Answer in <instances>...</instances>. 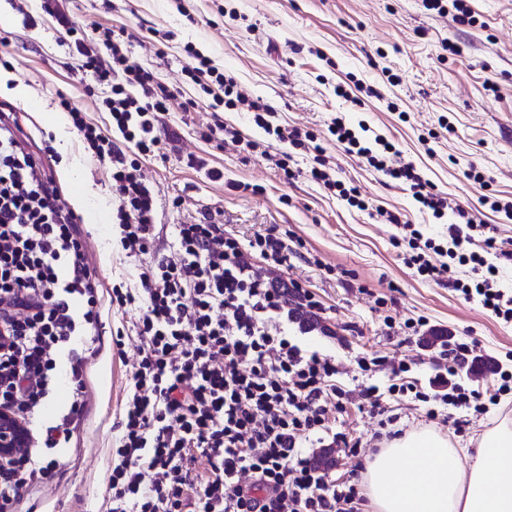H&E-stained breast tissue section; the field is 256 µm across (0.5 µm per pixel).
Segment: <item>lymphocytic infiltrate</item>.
Returning a JSON list of instances; mask_svg holds the SVG:
<instances>
[{
  "label": "lymphocytic infiltrate",
  "instance_id": "lymphocytic-infiltrate-1",
  "mask_svg": "<svg viewBox=\"0 0 512 512\" xmlns=\"http://www.w3.org/2000/svg\"><path fill=\"white\" fill-rule=\"evenodd\" d=\"M74 44L81 71L108 90L102 104L120 138L112 140L75 109L72 123L111 172L112 219L136 276L103 299L80 217L18 138L15 113L0 110V409L31 437L30 448L0 456V512H18L29 487L53 482L65 468L61 450L90 403L86 372L99 353L95 341L107 303L140 312L130 328L139 358L108 472L109 512H359L355 488L311 462L319 448L356 455L358 443L330 423L332 408L346 394L341 367L335 356L303 343L305 330L289 314L292 297L312 314L323 308L298 282L282 278L291 252L287 238L272 228L241 239L207 209L186 224H160L159 201L140 158L159 150L162 120L178 92L154 70L130 65L124 40L103 36L99 51L80 37ZM185 53L184 74L204 90L218 88L225 110L251 113L267 135L289 142L291 152L272 158L286 178L307 175L350 206L366 209L358 188L332 172L312 133L276 124L272 105L245 94L193 45ZM328 132L347 153L408 185L421 213L447 216V196L400 160L393 143L360 135L339 116ZM296 149L313 150V166H294ZM457 215L438 240L424 238L400 215L384 218L400 228L393 242L408 248L407 262L421 277L448 284L465 301L512 324V289L502 287L498 267L485 260L496 238L476 239L483 221L462 209ZM460 266L469 267V278L457 277ZM477 347L454 342L445 352L446 371L425 384L404 362L386 386L372 384L383 358L359 359L362 391L387 438L396 437L399 420L389 413L387 398L413 396L427 404L429 420L445 423L459 413H487L512 394V364L505 362L497 363L486 391L458 380L457 364L476 357ZM62 386L68 406L44 420ZM200 457L207 473L195 470Z\"/></svg>",
  "mask_w": 512,
  "mask_h": 512
}]
</instances>
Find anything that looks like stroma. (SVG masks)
<instances>
[{"label":"stroma","mask_w":512,"mask_h":512,"mask_svg":"<svg viewBox=\"0 0 512 512\" xmlns=\"http://www.w3.org/2000/svg\"><path fill=\"white\" fill-rule=\"evenodd\" d=\"M0 0L10 21L0 23V62L12 84L26 87L41 110L19 101L11 107L21 119L23 138L45 169L53 170L62 198L89 191L95 206L111 212V173L94 160L73 125L57 130L41 112L60 111L61 101L84 112L88 121L111 133L101 107L105 88L87 86L77 67L81 57L41 0ZM476 23L462 26L453 15L426 9L423 0H65L71 21L88 37L104 30L135 36L130 61L153 68L161 81L179 87L195 105L172 108L164 117L178 133L159 153L144 157L142 171L161 203L158 221L182 224L201 210L241 237L276 228L300 253L290 278L312 292L324 308L325 333L307 335L315 349L335 355L350 381L342 409L332 411L337 430L360 440L358 456H340L331 476L360 483L376 453L372 436L378 418L362 399L355 381L357 358L385 357L389 364L373 376L386 385L391 364L411 363L412 374L426 379L445 365L441 343H430L403 327L426 317L431 333L474 340L485 355L512 353V326L451 288L427 281L394 247L396 228L370 211L349 206L305 178L286 180L267 161L280 150L252 124L246 113L228 112L256 141L254 153L205 140L200 131L211 118L213 95L185 77L183 47L193 43L213 65L233 76L252 96L271 102L276 121L312 132L325 141V156L338 179L359 189L372 208L402 214L436 238L443 225L432 223L413 206L404 186L388 180L361 158L326 140V125L337 112L363 120L385 133L405 160L413 162L435 188L489 224L501 249L512 252V221L491 211L490 201L512 202V0H467ZM343 86L348 98L337 97ZM447 116L448 130L438 119ZM479 179H467L469 166ZM223 171L214 181L209 169ZM92 260L105 288L133 279L134 262L125 257L111 220L87 221ZM395 324L386 327L385 316ZM134 310L106 309L99 355L90 368L92 404L72 461L58 481L41 486L27 499L25 512H107L106 478L117 444L124 388L138 359L135 342L116 347L117 329L137 319ZM390 405L410 433L433 430L474 463L480 435L501 418H512V398L503 397L489 412L462 429L427 420L424 404L402 396Z\"/></svg>","instance_id":"1"}]
</instances>
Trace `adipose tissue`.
<instances>
[{"label": "adipose tissue", "instance_id": "obj_1", "mask_svg": "<svg viewBox=\"0 0 512 512\" xmlns=\"http://www.w3.org/2000/svg\"><path fill=\"white\" fill-rule=\"evenodd\" d=\"M363 492L372 512H512V419L483 433L467 468L437 433L396 438L369 464Z\"/></svg>", "mask_w": 512, "mask_h": 512}]
</instances>
